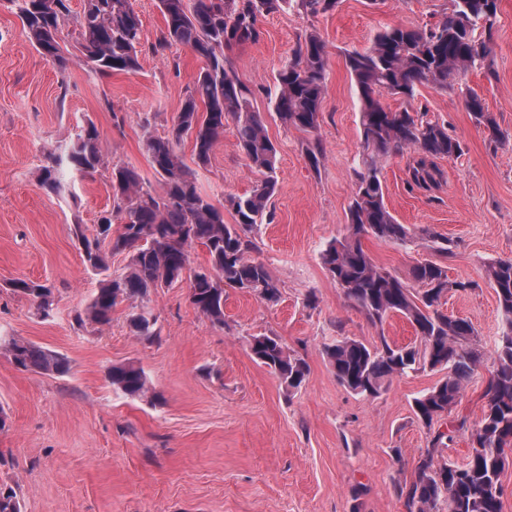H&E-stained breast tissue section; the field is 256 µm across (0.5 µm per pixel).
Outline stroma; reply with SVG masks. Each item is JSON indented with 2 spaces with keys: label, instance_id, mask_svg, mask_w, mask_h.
Instances as JSON below:
<instances>
[{
  "label": "stroma",
  "instance_id": "1",
  "mask_svg": "<svg viewBox=\"0 0 512 512\" xmlns=\"http://www.w3.org/2000/svg\"><path fill=\"white\" fill-rule=\"evenodd\" d=\"M130 3L142 20L140 67L100 79L77 63L59 72L0 0V336L57 351L71 366L66 375L47 376L19 370L0 352V407L9 417L0 431V455L8 460L0 484L16 489L22 512H405L394 486L414 478L433 436L416 417L414 400L445 373L393 377L375 398L345 389L325 345L345 337L369 345L384 337L415 346L419 339L401 315L380 324L368 320L332 279L322 252L347 233L361 150L348 52L367 47L385 28L433 23L452 0H339L314 18L292 8L263 18L261 40L233 51L277 148L274 220L258 225L252 237L253 256L277 279L281 298L270 305L225 289L224 323L217 326L194 309L186 283L158 289L149 306L160 341L152 345L131 333L124 303L99 331L73 319L101 281L85 267L73 225L94 229L111 209V164L154 179L145 138L168 134L202 66L183 47L154 53L164 26L158 0ZM312 28L329 61L318 130L325 159L317 169L303 151L305 133L283 126L270 103L278 71ZM461 84L482 97L508 146L490 145L461 91L423 86L409 102L381 93L390 110L423 112L444 123L464 152L438 160L442 178L429 191L407 187L412 150L389 157L381 171L385 202L411 240L399 246L367 237L362 246L405 281L419 262L447 266L453 287L441 308L477 332L480 362L457 407L473 426L483 415L501 329L485 269L512 259V0H498L491 68L468 71ZM89 121L100 134L105 167L91 177L66 170L59 192H47L38 181L45 149L65 151ZM195 177L229 224V198L261 179L230 124ZM434 235L450 240L448 257L433 250ZM19 278L52 286L51 317L11 290ZM259 334L279 336L306 361L299 390L287 392L253 359L249 340ZM126 362L145 370L151 396L131 399L112 390L106 369Z\"/></svg>",
  "mask_w": 512,
  "mask_h": 512
}]
</instances>
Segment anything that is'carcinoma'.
<instances>
[{"label": "carcinoma", "instance_id": "carcinoma-1", "mask_svg": "<svg viewBox=\"0 0 512 512\" xmlns=\"http://www.w3.org/2000/svg\"><path fill=\"white\" fill-rule=\"evenodd\" d=\"M8 3L35 50L61 72L75 61L99 77L139 68L142 21L130 0H83L75 21L76 56L65 54L60 45L70 15L66 0ZM336 4L337 0H159L164 27L152 50L187 47L203 67L169 134L145 140L151 165L160 177L159 188L135 168L116 163L110 177L112 211L91 232L80 224L72 229L86 267L104 275L100 288L76 311L78 325L107 326L112 310L128 301L131 331L152 344L160 331L146 303L158 289L182 281L187 282L190 303L213 325H224L226 286L254 293L268 303L280 300L278 282L251 256L255 243L249 236L255 226L274 219L269 205L277 183V149L263 117L254 110L252 87L238 76L228 52L258 42L263 34L261 20L270 14L295 6L316 17ZM497 11V0H452L451 12L434 23L386 28L369 47L346 57L360 102L362 150L348 234L327 244L322 260L345 297L368 319L381 323L391 313L403 315L414 326L420 346H392L383 338L369 347L343 338L326 346L324 354L339 383L366 398L379 396L397 375L427 368L448 370V376L414 400L416 416L428 427L451 416L460 403L464 382L480 358L470 346L475 329L439 309L449 288L446 267L431 261L414 266L411 275L419 287L414 293L372 261L362 239L371 236L400 246L411 241L408 227L398 223L385 205L380 178L385 158L412 149L415 157L408 168L407 187L428 191L441 175L436 160L461 156L463 146L445 125L406 108L391 111L378 96L386 91L413 99L421 85L446 91L459 84L469 69L491 67ZM327 71L324 42L312 29L299 38L291 59L275 77L273 111L282 124L307 134L305 154L316 170L325 159L317 131ZM464 102L489 142L503 143L505 136L480 96L467 88ZM229 122L234 124L248 167L263 175L250 192L230 199L235 224L224 223V211L199 191L193 170L178 150L183 137H193L194 163L206 166ZM65 165L84 176L94 175L104 165L93 124L77 134L66 154L47 151L40 169L41 186L58 191V173ZM196 244L205 247L209 266H191L190 248ZM120 254L128 257L126 271L111 275L109 258ZM487 279L497 294L503 327L497 368L483 394V416L471 433V453L462 464L435 459L455 433L467 429V417L452 416L447 432L434 433L431 448L416 465L414 480L396 486L405 512H501V477L512 464V259L490 263ZM12 287L31 297L40 315H50L55 305L51 288L25 279L14 281ZM0 348L24 370L57 376L70 372L67 357L46 347L11 339L0 342ZM249 348L286 390L298 389L306 380L307 363L290 353L279 337L253 336ZM106 376L112 388L126 397L141 398L148 391L145 371L134 364L113 365ZM0 512H22L17 492L7 485L0 486Z\"/></svg>", "mask_w": 512, "mask_h": 512}]
</instances>
